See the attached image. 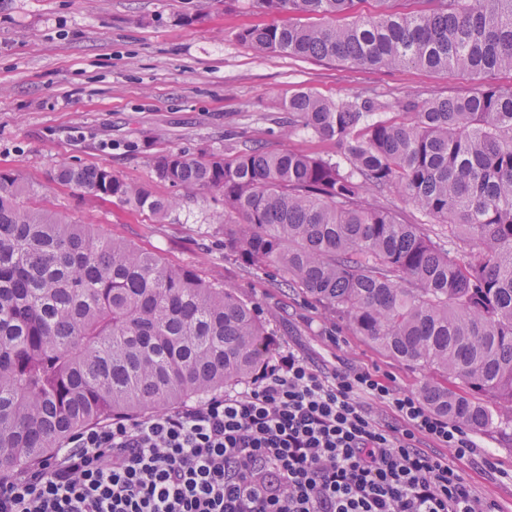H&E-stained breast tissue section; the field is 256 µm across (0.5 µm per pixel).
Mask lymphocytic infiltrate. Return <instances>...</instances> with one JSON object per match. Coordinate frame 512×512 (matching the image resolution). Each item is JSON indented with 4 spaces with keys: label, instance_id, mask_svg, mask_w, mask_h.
Masks as SVG:
<instances>
[{
    "label": "lymphocytic infiltrate",
    "instance_id": "obj_1",
    "mask_svg": "<svg viewBox=\"0 0 512 512\" xmlns=\"http://www.w3.org/2000/svg\"><path fill=\"white\" fill-rule=\"evenodd\" d=\"M425 441L498 467L391 376L278 346L241 386L77 431L0 479V512H496Z\"/></svg>",
    "mask_w": 512,
    "mask_h": 512
}]
</instances>
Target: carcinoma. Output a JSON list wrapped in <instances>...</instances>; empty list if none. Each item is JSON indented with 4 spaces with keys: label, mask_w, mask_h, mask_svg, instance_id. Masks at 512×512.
<instances>
[{
    "label": "carcinoma",
    "mask_w": 512,
    "mask_h": 512,
    "mask_svg": "<svg viewBox=\"0 0 512 512\" xmlns=\"http://www.w3.org/2000/svg\"><path fill=\"white\" fill-rule=\"evenodd\" d=\"M361 2L251 0L259 14L318 22L237 37L262 55L512 72V0H417L406 13L376 0L366 15ZM284 107L288 134L333 141L339 158L230 143L222 155L163 154L158 177L222 193L224 252L428 373L421 396L433 410L474 431L512 425V88L409 97L389 119L371 95L306 89ZM54 179L159 221L176 205L106 168L61 165ZM367 190L405 198L423 219L366 203ZM24 193L0 173V473L88 425L238 386L262 363L268 329L254 303Z\"/></svg>",
    "instance_id": "obj_1"
}]
</instances>
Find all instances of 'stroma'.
Instances as JSON below:
<instances>
[{"instance_id":"35a3bbf8","label":"stroma","mask_w":512,"mask_h":512,"mask_svg":"<svg viewBox=\"0 0 512 512\" xmlns=\"http://www.w3.org/2000/svg\"><path fill=\"white\" fill-rule=\"evenodd\" d=\"M249 0H0V172L15 175L25 202L195 268L256 303L272 337L315 365L344 359L396 377L418 391L422 371L386 357L345 333L324 338L326 318L268 275L224 253L222 196L170 186L155 172L160 154L223 153L228 142L257 143L332 156L334 143L286 135V97L308 88L331 100L375 95L386 114L415 94H465L481 83L419 67L366 69L344 62L264 56L241 43L239 29L272 24ZM96 166L178 198L164 221L115 199L87 203L54 179L59 165ZM476 493L512 512V480L462 459Z\"/></svg>"}]
</instances>
